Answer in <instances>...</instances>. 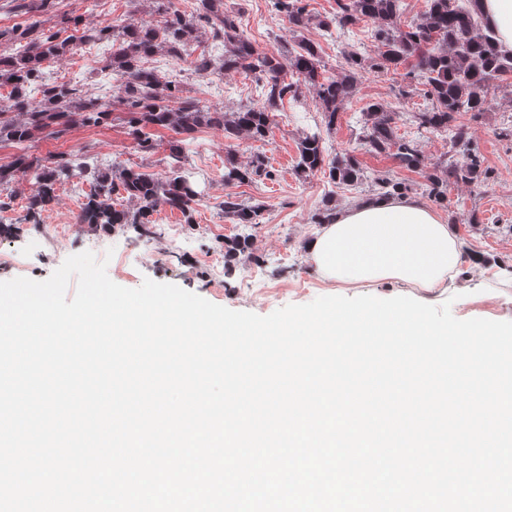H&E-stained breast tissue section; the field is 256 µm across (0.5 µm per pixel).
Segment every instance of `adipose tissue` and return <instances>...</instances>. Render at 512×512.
<instances>
[{
	"label": "adipose tissue",
	"instance_id": "1",
	"mask_svg": "<svg viewBox=\"0 0 512 512\" xmlns=\"http://www.w3.org/2000/svg\"><path fill=\"white\" fill-rule=\"evenodd\" d=\"M306 248L320 274L342 285L393 281L434 292L465 262L453 226L409 196L337 209Z\"/></svg>",
	"mask_w": 512,
	"mask_h": 512
}]
</instances>
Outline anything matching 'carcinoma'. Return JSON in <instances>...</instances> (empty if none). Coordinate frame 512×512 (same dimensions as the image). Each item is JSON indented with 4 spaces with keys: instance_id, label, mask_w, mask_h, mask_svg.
Instances as JSON below:
<instances>
[{
    "instance_id": "1",
    "label": "carcinoma",
    "mask_w": 512,
    "mask_h": 512,
    "mask_svg": "<svg viewBox=\"0 0 512 512\" xmlns=\"http://www.w3.org/2000/svg\"><path fill=\"white\" fill-rule=\"evenodd\" d=\"M197 2V13L188 17L173 8L172 0H151V11L162 17L159 25L131 17L122 24L88 28L81 26L80 17H70L67 22L73 24V34L63 40L36 22L0 30V42L5 40L13 47L11 52L0 53V88H9L5 101L0 102V141L23 146L41 134L59 138L77 124H106L116 111L138 151L147 157L157 152L158 143L146 129L163 127L177 134L167 145L164 176L126 167L102 172L84 153L40 158L23 152L11 165L0 166V187L22 175L30 185L29 210L36 215L56 201L58 184L85 175L92 187L82 203L79 223L103 229L130 224L149 237L156 234L151 217L160 204L191 220L197 192L183 168L194 143L192 133L199 126L223 131L228 142L241 138L264 141L284 98L296 102L305 90L313 94L322 127L305 131L299 138L297 175L319 172L334 184H363L369 176L357 156L351 152L330 156L323 146L322 131L334 129L363 73L387 72L405 64L410 69L403 74L406 85L401 94L413 92L415 72L426 78L424 97L430 106L415 113L417 128L446 132L455 127L451 149L435 160L427 159L417 142L397 133L396 113L379 102L362 113L360 146L388 153L399 167L421 172L427 198L437 203L446 201L450 178L468 186L491 179L474 138L465 126L454 125L462 112L474 118L485 112L495 89L512 78V54L499 49L495 33L483 20L479 0H428L427 10L405 26L399 22L402 0H335L334 12L323 18L311 14L306 0H270L272 12L288 22V30L297 40V48L286 55L257 49L240 30L234 7L226 0ZM368 20L374 23L376 54L363 57L348 52L346 68L336 76L324 75L319 48L304 39V32L313 25L341 31ZM206 38L221 42L224 54L216 60L200 53L191 61L194 72L252 74L261 83V104L243 105L234 112L205 109L188 95L183 83L166 79L148 66L158 54L185 60L192 55L193 46ZM75 41L111 44L106 67L115 72L118 81L114 102L83 95L65 84L42 82L43 65L62 59ZM34 89L41 93L38 101L31 96ZM274 177V170L261 157L245 163L227 149L224 186ZM373 183L374 199L412 191L411 185L388 176L375 178ZM114 195L123 196L128 206H115ZM261 209L260 203L250 204L232 191L224 193V215L238 224H258ZM249 246L248 235L226 240L224 256L232 260Z\"/></svg>"
}]
</instances>
